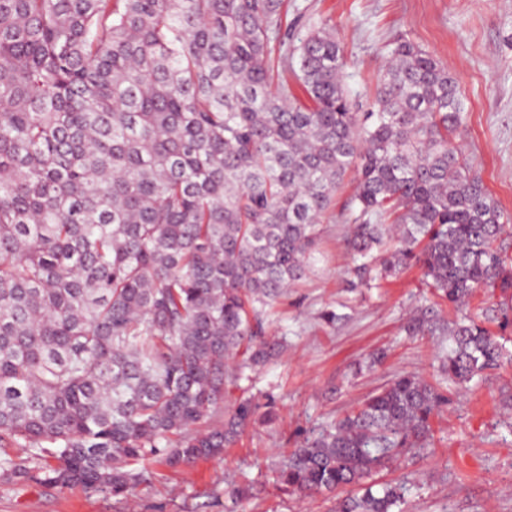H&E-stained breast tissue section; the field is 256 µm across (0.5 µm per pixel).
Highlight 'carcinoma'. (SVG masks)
<instances>
[{
  "instance_id": "obj_1",
  "label": "carcinoma",
  "mask_w": 512,
  "mask_h": 512,
  "mask_svg": "<svg viewBox=\"0 0 512 512\" xmlns=\"http://www.w3.org/2000/svg\"><path fill=\"white\" fill-rule=\"evenodd\" d=\"M285 0H0V477L114 496L215 459L275 399L224 393L277 358L275 305L311 272L351 171L346 287L415 266L440 302L408 336H446L437 373L470 390L512 362L464 313L512 291V215L464 157L458 79L401 39L369 111L322 20L290 39ZM450 394L396 376L302 435L277 481L394 512L368 481L421 449ZM510 304H512V293L510 298V293L502 295L499 291H496L494 294H491V292L481 289L470 299L469 311L481 315L482 312L485 313L488 310V314H492V310L498 311L502 307H510Z\"/></svg>"
}]
</instances>
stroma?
<instances>
[{
    "mask_svg": "<svg viewBox=\"0 0 512 512\" xmlns=\"http://www.w3.org/2000/svg\"><path fill=\"white\" fill-rule=\"evenodd\" d=\"M296 33L331 19L351 74L352 96L366 109L387 50L406 38L435 54L456 73L465 99L462 150L502 208L512 213V0H288ZM353 193L345 178L321 225L313 272L275 307L271 330L287 350L252 381L251 391L277 398L275 424L257 423L223 459L174 471L157 466L155 478L131 495L115 497L76 487L0 481V512H335L332 494L305 497L282 490L281 454L314 424L342 416L395 375L433 376L437 366L427 336H406L411 308L432 304L418 269L383 288L348 291L352 265L342 216ZM336 310L346 321L328 325ZM383 349V365L357 367ZM512 366L493 371L473 391L453 396L433 423L431 445L376 475V482L407 481L403 512H512ZM252 482L254 494L232 505L231 485Z\"/></svg>",
    "mask_w": 512,
    "mask_h": 512,
    "instance_id": "obj_1",
    "label": "stroma"
}]
</instances>
